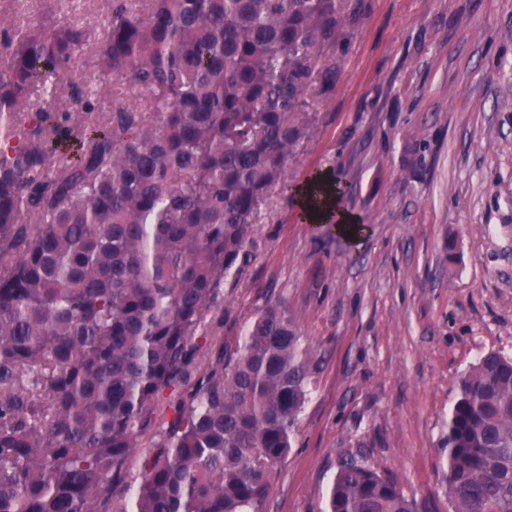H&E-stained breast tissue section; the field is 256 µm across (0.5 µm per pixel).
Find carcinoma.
<instances>
[{
  "label": "carcinoma",
  "instance_id": "obj_1",
  "mask_svg": "<svg viewBox=\"0 0 512 512\" xmlns=\"http://www.w3.org/2000/svg\"><path fill=\"white\" fill-rule=\"evenodd\" d=\"M136 2L92 43L59 16L0 25V512H261L319 369L280 303L198 378L194 337L271 190L339 195L287 170L343 0ZM88 48L148 96L96 111L70 79ZM441 448L453 512H512V357L461 378ZM329 512L417 505L350 457Z\"/></svg>",
  "mask_w": 512,
  "mask_h": 512
}]
</instances>
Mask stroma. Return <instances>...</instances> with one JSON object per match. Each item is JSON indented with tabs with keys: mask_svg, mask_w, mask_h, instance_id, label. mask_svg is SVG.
I'll list each match as a JSON object with an SVG mask.
<instances>
[{
	"mask_svg": "<svg viewBox=\"0 0 512 512\" xmlns=\"http://www.w3.org/2000/svg\"><path fill=\"white\" fill-rule=\"evenodd\" d=\"M346 28L288 179L331 173L368 232L353 244L274 191L201 330L233 348L279 302L320 360L263 512H328L351 455L418 512H452L440 445L458 382L484 352L512 356V0H358ZM72 77L107 83L100 112L141 96L89 54Z\"/></svg>",
	"mask_w": 512,
	"mask_h": 512,
	"instance_id": "35a3bbf8",
	"label": "stroma"
}]
</instances>
